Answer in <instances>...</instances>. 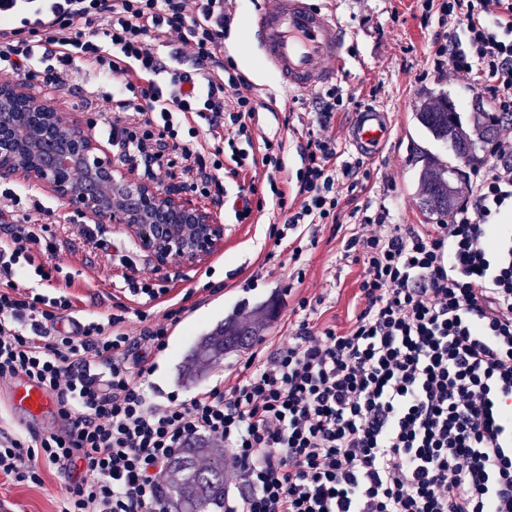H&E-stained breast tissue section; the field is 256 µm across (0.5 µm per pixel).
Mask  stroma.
<instances>
[{
    "label": "stroma",
    "mask_w": 512,
    "mask_h": 512,
    "mask_svg": "<svg viewBox=\"0 0 512 512\" xmlns=\"http://www.w3.org/2000/svg\"><path fill=\"white\" fill-rule=\"evenodd\" d=\"M277 0H237L233 20L224 31V48L231 51L239 70H251L256 78L252 92L263 106L259 111L258 133L287 140L284 162L288 173H295L302 163L300 147L307 138L309 114L314 92L291 90L268 71L252 44V24L262 9L276 7ZM336 14L345 26L350 62L338 74L335 84L351 96V109L337 113L334 120L336 149L344 161L362 162L370 178L352 196L343 197L340 229L322 224L312 227L316 247L303 254L304 281L291 277L290 267L267 273L259 271L263 259L261 246L274 224L284 217L276 210L253 214L241 223L235 216L233 198L216 203L212 198L191 193L193 203L214 213L224 226V247L203 265L173 271L155 266L146 253L122 227L104 223L100 240L87 241V219L75 217L67 203L49 189L23 176L0 180V191L35 193L50 213L44 221L59 243L58 257L73 275L72 294L84 314L107 317L116 302L131 304L128 294L118 287L128 276H147L169 288L171 295L188 296L189 309L173 332L166 352L156 357L151 376L160 395L178 394L187 398L197 391L222 382L232 385L237 370L247 359V352L216 360L198 376L189 380L178 377V368L194 336L212 331L224 322L258 331L267 348L287 342L290 328L301 314V297L323 294V321L344 328L354 311L359 310L356 296L361 265L342 259L344 234L350 233L355 220L354 207H384L393 224H425L429 218L417 205L419 172L414 163L417 148L424 141L413 122V114L429 96L448 92L461 104L474 96L468 79L429 75L430 46L442 28L437 18L423 20L415 0H334ZM30 90L37 98L50 99L66 119L79 121L87 133L106 143L112 155L123 151L109 141L107 133L112 114L104 98L113 92V83L89 63H79L71 82L57 89L33 80ZM371 104L384 109L392 120V136L380 153L361 154L349 141L348 126L355 106ZM213 269L210 280L223 283L215 294L203 292L206 269ZM67 480L55 472H46L39 486L10 483L0 477V506L8 512H57Z\"/></svg>",
    "instance_id": "1"
}]
</instances>
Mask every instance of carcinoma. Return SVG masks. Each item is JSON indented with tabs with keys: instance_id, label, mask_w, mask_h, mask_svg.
Returning a JSON list of instances; mask_svg holds the SVG:
<instances>
[{
	"instance_id": "1",
	"label": "carcinoma",
	"mask_w": 512,
	"mask_h": 512,
	"mask_svg": "<svg viewBox=\"0 0 512 512\" xmlns=\"http://www.w3.org/2000/svg\"><path fill=\"white\" fill-rule=\"evenodd\" d=\"M415 120L428 139L448 149V163L432 153L419 156L422 162L418 207L427 215L446 217L457 206L458 183L465 173L456 161L467 158L481 162V148L494 138L495 124L483 105L463 116L448 93L421 105ZM257 335L247 327L226 326L220 332L198 337L181 365L180 373L194 375L212 360L250 346ZM173 480L166 488L167 503L176 512H211L224 507L226 469L222 448H184L172 465Z\"/></svg>"
}]
</instances>
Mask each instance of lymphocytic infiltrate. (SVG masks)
<instances>
[{
  "label": "lymphocytic infiltrate",
  "mask_w": 512,
  "mask_h": 512,
  "mask_svg": "<svg viewBox=\"0 0 512 512\" xmlns=\"http://www.w3.org/2000/svg\"><path fill=\"white\" fill-rule=\"evenodd\" d=\"M232 0H0V70L66 85L75 61L119 77L113 140L145 171L180 157L201 195L262 167L268 192L249 183L239 219L274 204L271 227L297 280L305 230L339 218L341 182L360 167L339 160L340 88L314 100L302 165L284 179V139L252 153L260 108L224 60ZM424 17L456 20L436 38L432 72L470 78L500 126L449 222L389 223L379 209L344 240L363 267L362 309L349 327L314 321L321 297L288 343L252 352L231 386L160 401L146 385L186 311L162 304L165 286L126 278L135 307L107 320L78 315L68 293L28 287L63 268L47 225L10 194L0 226V384L50 392L62 427L13 431L0 410V476L39 486L68 479L58 512H167L165 480L182 448H220L243 489L224 512H512V0H419ZM170 39L168 58L148 47ZM190 54L195 68L175 63ZM209 139H202L201 130ZM142 324L129 335V318Z\"/></svg>",
  "instance_id": "lymphocytic-infiltrate-1"
}]
</instances>
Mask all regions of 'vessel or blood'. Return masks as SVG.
Segmentation results:
<instances>
[{"label":"vessel or blood","instance_id":"vessel-or-blood-1","mask_svg":"<svg viewBox=\"0 0 512 512\" xmlns=\"http://www.w3.org/2000/svg\"><path fill=\"white\" fill-rule=\"evenodd\" d=\"M254 38L267 67L284 85L298 90L329 84L346 62V29L321 0H278L275 9L257 14ZM390 136L386 114L376 108L358 111L350 126L352 142L364 152L378 150ZM11 404L33 425L56 410L54 397L34 384L16 386Z\"/></svg>","mask_w":512,"mask_h":512}]
</instances>
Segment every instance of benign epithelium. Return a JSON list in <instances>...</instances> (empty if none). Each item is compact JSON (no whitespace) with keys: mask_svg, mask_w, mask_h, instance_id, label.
<instances>
[{"mask_svg":"<svg viewBox=\"0 0 512 512\" xmlns=\"http://www.w3.org/2000/svg\"><path fill=\"white\" fill-rule=\"evenodd\" d=\"M22 82L0 83V179L18 174L48 187L81 215L122 226L161 268L202 263L224 246V225L183 197L131 176L78 124Z\"/></svg>","mask_w":512,"mask_h":512,"instance_id":"7a95c632","label":"benign epithelium"}]
</instances>
